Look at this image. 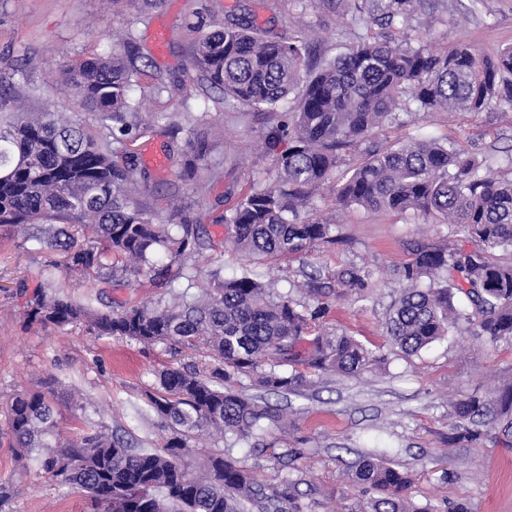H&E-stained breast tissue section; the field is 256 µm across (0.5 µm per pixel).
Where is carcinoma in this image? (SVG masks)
I'll use <instances>...</instances> for the list:
<instances>
[{
    "mask_svg": "<svg viewBox=\"0 0 512 512\" xmlns=\"http://www.w3.org/2000/svg\"><path fill=\"white\" fill-rule=\"evenodd\" d=\"M124 2L112 0L105 18L112 52L79 54L56 78L74 89L77 107L93 113V131L74 112L26 111L23 99L34 88L0 77V236L17 233L59 253L70 273L102 294L133 281L162 289L149 302L99 310L93 298L64 291L51 260L26 301L29 324L62 331L83 323L94 336L174 353L203 347L211 363L204 374L194 365L157 373V391L147 397L169 431L159 450L133 448L94 425L62 435L41 390L8 405L12 447L36 454L57 483L85 492L90 512H308L295 484L262 481L222 450L189 475L180 465L196 432L261 445L268 430L285 423L266 395L294 391L310 375L361 374L384 361L351 335L314 331L333 301L362 297L373 271L315 269L296 285L311 298L303 303L269 288L250 263L226 279L220 267L202 271L199 258H220L226 241L258 262L335 244V225L300 212L315 206L322 186L352 158L338 178L337 206L412 211L464 234L450 246H421L396 268L398 289L383 326L390 350L416 356L452 331L512 344V262L489 255L512 251V180L495 178L488 160L446 137L377 141L404 125L402 113H475L492 103L512 109V45L487 54L466 44L399 39L392 31L411 28L412 0H378L387 31L326 58L315 53L306 27L281 38L235 14L189 24L200 89L218 105L234 101L245 116L264 113L262 142L275 156L273 180L250 182L213 219L231 228L224 241L153 182L131 149L159 130L174 143L186 131L180 152L168 147L177 178L203 190L222 171L211 158L210 112L193 111L180 73L151 71L134 23L122 18ZM321 2L347 15L362 10L358 0ZM163 92L180 108L146 111L144 99ZM244 378L260 394L238 389ZM486 437L512 447V384L493 399L471 396L454 405L448 444ZM348 477L361 493L348 512H426L412 502L410 475L376 449L359 455Z\"/></svg>",
    "mask_w": 512,
    "mask_h": 512,
    "instance_id": "1",
    "label": "carcinoma"
}]
</instances>
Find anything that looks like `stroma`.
Returning <instances> with one entry per match:
<instances>
[{"mask_svg":"<svg viewBox=\"0 0 512 512\" xmlns=\"http://www.w3.org/2000/svg\"><path fill=\"white\" fill-rule=\"evenodd\" d=\"M104 0H0V70L15 59H27L23 74L35 92L26 107L52 104L75 111L73 91L56 83L70 56L102 50L112 33L100 24ZM246 14L257 26L288 36L272 0H165L142 10L140 0H126L127 15L137 17L140 45L161 69H185L187 82L196 73L186 66L191 32L187 24L198 13ZM300 26L313 27L319 51L355 41L375 31L372 20L351 25L348 16L327 12L321 0L290 4ZM429 39L461 42L491 53L512 44V0H422L413 19ZM226 136L214 152L224 158V171L206 197L184 185L180 193L192 212L207 223L211 235L225 237L227 226L214 223L216 204L231 206L249 182L269 178L272 157L261 146L264 116H241L232 106L212 112ZM410 134H457L472 152L495 160V174L512 176V111L490 105L483 112H421L407 128ZM339 244L316 248L304 261L269 260L259 264L265 282L276 291L288 289L289 273L302 263L337 269L357 264L373 270L365 300L333 304L323 324L344 331L369 348L382 346V321L396 287L394 270L412 257L416 244L445 245L456 228L418 216L326 207ZM50 255L27 250L21 240L0 238V483L12 497L0 512H87L83 493L57 484L10 445L4 405L16 393L54 382L60 394L58 427L70 432L93 423L122 436L138 448H161L166 432L147 404L156 373L171 364L162 347H147L125 337H94L84 326L44 329L23 319L25 299L17 292L21 279L36 275ZM512 383V345L491 347L471 336L449 333L418 355L392 353L385 367L360 375L313 377L299 394L288 397L286 429L270 430L265 440L273 452H251L236 444L232 455L258 478L276 483L288 478L306 493L311 512H343L357 491L348 482L347 466L358 452L389 451L388 461L408 472L416 507L466 504L470 512H512V448L489 441L451 447L445 441L453 402L472 395L495 396ZM287 448L304 452L294 466L275 456Z\"/></svg>","mask_w":512,"mask_h":512,"instance_id":"1","label":"stroma"}]
</instances>
